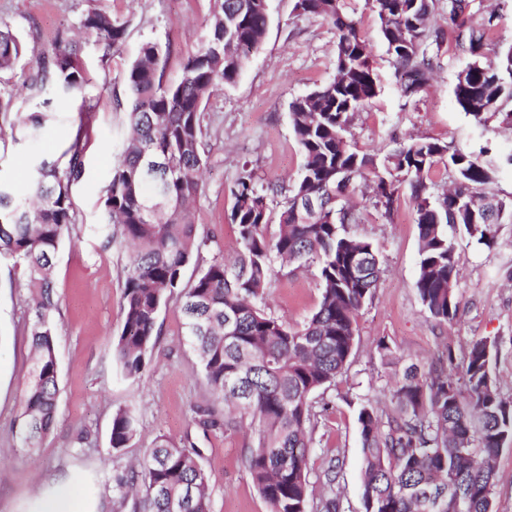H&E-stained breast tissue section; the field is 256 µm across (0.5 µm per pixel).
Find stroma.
Listing matches in <instances>:
<instances>
[{
	"mask_svg": "<svg viewBox=\"0 0 512 512\" xmlns=\"http://www.w3.org/2000/svg\"><path fill=\"white\" fill-rule=\"evenodd\" d=\"M269 26L259 50L248 53L233 82L218 87L207 103L208 159L202 187L192 207L199 236L217 240L225 251L236 245L229 214V187L242 169L253 170L258 186L293 183L302 156L289 118V105L334 79L336 33L326 19L296 10V0H267ZM98 7L126 17L127 40L120 52L106 51L94 38L83 45L86 84L65 99L52 100L42 135L12 143L9 125L0 123V178L24 186L32 161L48 158L67 164V149L85 127L84 173L72 187L79 222L56 255L54 292L58 411L51 432L38 445L25 442L20 414L23 378L31 339L26 331L30 290L21 268L0 262V512H32L40 494L63 480L80 482L89 512H111L108 486L114 475L143 459L159 438L191 437L202 452L209 477L211 512H268L242 459L241 435L204 433L194 421L197 406L211 403L195 354L184 340L177 301L159 316L158 340L139 377L124 376L113 352L123 324V268L129 246L121 237L105 241L100 197L119 158L127 132L124 75L142 42L168 45L167 76L177 79L188 52L201 34L210 0H0V22L25 42L27 59L39 64L53 53L59 32L75 30L79 16ZM369 43L376 75V97L353 116L351 146L371 151L376 160L409 137H427L465 152L488 148L497 164L490 191L512 199V128L491 120L476 126L457 105L456 76L468 58L453 42L438 53L434 77L416 96L402 92L394 59L379 36L370 0H344ZM470 24L495 13L492 41L512 45V0H471ZM347 202L360 216L349 234L380 251L383 274L371 300L360 310L355 348L345 372L325 393L329 409L320 419L312 475L325 458L342 462L336 491L343 512H364L361 497V442L357 410L361 402L385 406L396 380L389 356L439 365L447 351L463 357L483 337L498 342L493 372L501 394L512 398V224L498 227L495 249L455 234L451 240L460 270V309L456 320L430 317L415 288L419 269V231L415 202L401 184L392 214L376 207L369 184L356 182ZM321 286L313 272L280 275L269 290L272 312L300 323L316 310ZM138 412L134 440L108 453L113 413Z\"/></svg>",
	"mask_w": 512,
	"mask_h": 512,
	"instance_id": "35a3bbf8",
	"label": "stroma"
}]
</instances>
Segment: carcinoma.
<instances>
[{
    "label": "carcinoma",
    "instance_id": "1",
    "mask_svg": "<svg viewBox=\"0 0 512 512\" xmlns=\"http://www.w3.org/2000/svg\"><path fill=\"white\" fill-rule=\"evenodd\" d=\"M379 31L405 77L403 93L417 95L434 70L432 48L449 36L470 62L456 76L457 104L477 124L499 116L512 126V46L490 44L495 16L478 28L467 24L462 0H449L437 18L436 0H373ZM304 13L329 20L336 30V77L293 100L290 123L300 147L298 179L272 212L278 186L257 188L244 171L230 188L229 219L238 250L232 261L201 256L189 204L200 191L206 162L204 108L214 89L239 74L245 52L261 48L269 26L267 0H213L202 35L181 75L165 79L168 46L146 41L126 71L131 130L112 178L100 198L107 224L133 247L123 270L124 319L115 353L124 374L138 377L159 335L163 306L179 302L186 342L216 399L232 406L195 410L205 432L226 434L249 425L243 460L269 512H341L336 494L340 468L326 460L320 495H312L310 453L317 445L319 398L347 367L357 336V316L377 288L378 249L351 237L358 223L347 205L331 196L341 183L372 178L375 204L393 210L398 184L408 182L419 230L418 297L431 317L453 321L459 312V271L448 230L462 231L492 249L497 226L512 223V201L483 192L495 169L479 156L430 138H410L384 158L348 144L355 112L376 94L368 44L342 0H297ZM79 29L105 49L119 51L129 20L101 8L87 10ZM25 43L0 28V121L23 137L38 136L48 120L42 111L14 110L18 80L37 100L49 89L70 95L85 83L80 46L61 33L47 64L24 69ZM67 165L46 159L35 165L29 192L20 195L0 180V260L22 267L32 288L28 333L33 358L24 376L25 441L34 444L55 425L57 358L53 269L55 254L77 223L72 185L83 169V130L68 149ZM454 187L435 193L426 182L438 163ZM194 267L189 279L185 270ZM314 269L322 287L316 311L292 325L266 309L272 279L284 270ZM497 342L470 344L462 364L448 352V367L407 365L392 389V408L359 407L362 497L365 512H494L495 460L512 448V400L498 392L492 363ZM464 385H459V382ZM137 434L127 408L112 415L110 450ZM201 450L186 439L161 438L144 459L112 479L118 508L130 512H210L208 477Z\"/></svg>",
    "mask_w": 512,
    "mask_h": 512
}]
</instances>
